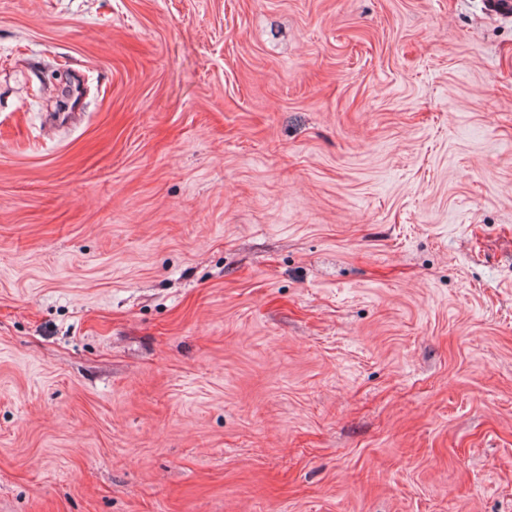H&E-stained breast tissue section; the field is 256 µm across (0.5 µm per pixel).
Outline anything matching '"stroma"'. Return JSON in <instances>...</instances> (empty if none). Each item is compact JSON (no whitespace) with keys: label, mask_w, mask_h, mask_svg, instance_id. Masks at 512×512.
I'll return each instance as SVG.
<instances>
[{"label":"stroma","mask_w":512,"mask_h":512,"mask_svg":"<svg viewBox=\"0 0 512 512\" xmlns=\"http://www.w3.org/2000/svg\"><path fill=\"white\" fill-rule=\"evenodd\" d=\"M0 512H512V17L0 0Z\"/></svg>","instance_id":"obj_1"}]
</instances>
